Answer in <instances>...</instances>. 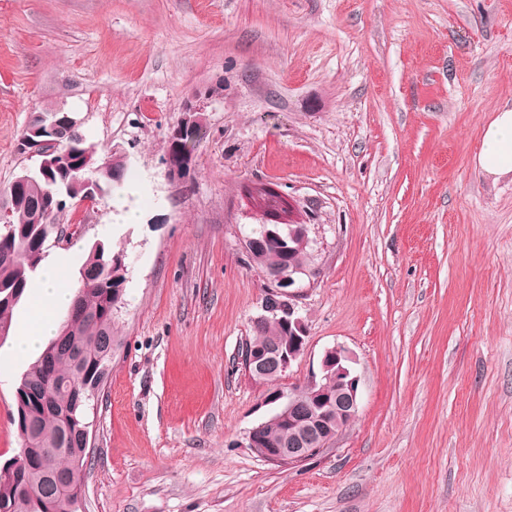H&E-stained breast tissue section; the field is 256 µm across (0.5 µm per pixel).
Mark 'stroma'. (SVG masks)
Segmentation results:
<instances>
[{
	"instance_id": "1",
	"label": "stroma",
	"mask_w": 512,
	"mask_h": 512,
	"mask_svg": "<svg viewBox=\"0 0 512 512\" xmlns=\"http://www.w3.org/2000/svg\"><path fill=\"white\" fill-rule=\"evenodd\" d=\"M50 107L124 157L142 208L113 223L118 190L66 209L82 233L47 248L69 279L97 243L128 266L80 512H512V176L474 165L512 109V0H0V188L37 166L16 146ZM258 183L311 224L319 270L272 383L237 360L265 296L242 247ZM12 345L0 463L21 446ZM337 345L356 420L302 465L257 456L273 394ZM189 118L181 121L171 132V149L166 159L168 174L175 176L179 180H184L190 175L191 171V143L199 127L198 121L194 118V113L199 109L190 105L188 108Z\"/></svg>"
}]
</instances>
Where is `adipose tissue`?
<instances>
[{
    "instance_id": "ef3b65f1",
    "label": "adipose tissue",
    "mask_w": 512,
    "mask_h": 512,
    "mask_svg": "<svg viewBox=\"0 0 512 512\" xmlns=\"http://www.w3.org/2000/svg\"><path fill=\"white\" fill-rule=\"evenodd\" d=\"M474 163L482 173L497 178L512 174V109H502L486 125ZM35 300L18 331L13 355L24 359L43 349L57 325L55 316L69 307L79 286L62 277L57 266L45 267L32 282Z\"/></svg>"
}]
</instances>
